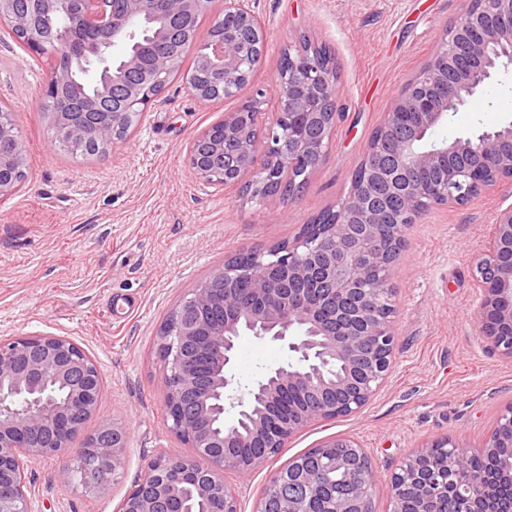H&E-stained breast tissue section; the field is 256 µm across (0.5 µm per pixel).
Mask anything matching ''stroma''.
<instances>
[{"label":"stroma","mask_w":512,"mask_h":512,"mask_svg":"<svg viewBox=\"0 0 512 512\" xmlns=\"http://www.w3.org/2000/svg\"><path fill=\"white\" fill-rule=\"evenodd\" d=\"M266 52L231 99L201 104L173 81L126 142L76 159L50 142L43 112L47 63L0 33V101L10 104L31 161L23 186L0 200V337L72 338L98 363L104 386L83 432L116 420L129 431L121 478L105 490L63 488L59 459L27 471L34 512H116L148 459L190 447L168 431L164 365L156 336L168 312L226 256L293 240L300 225L344 199L371 136L404 85L433 55L463 0H251ZM326 46L340 70L342 116L326 154L297 196L259 205L239 190H215L185 164L190 139L271 89L287 51ZM512 120V72L484 88L477 106L449 113L438 144ZM502 191L467 207L431 208L408 232L393 273L395 368L358 413L292 435L263 467L228 475L240 512H256L270 476L335 435L354 437L378 475L373 512H388L387 479L417 447L445 436L478 444L512 406V362L477 340L472 260ZM280 341L242 336L232 367L241 384L293 361Z\"/></svg>","instance_id":"stroma-1"}]
</instances>
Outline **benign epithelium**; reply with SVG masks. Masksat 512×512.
Returning a JSON list of instances; mask_svg holds the SVG:
<instances>
[{
	"label": "benign epithelium",
	"mask_w": 512,
	"mask_h": 512,
	"mask_svg": "<svg viewBox=\"0 0 512 512\" xmlns=\"http://www.w3.org/2000/svg\"><path fill=\"white\" fill-rule=\"evenodd\" d=\"M211 0H0V32L50 61L45 96L51 142L65 150L88 140L108 151L126 139L147 108L160 102L163 77L178 68L197 40V20ZM65 17L66 27L51 23ZM145 19L167 52L143 65L131 20ZM126 47L114 58L111 48ZM265 48L262 21L249 0H224L207 39L197 49L196 72L184 75L201 104L219 92L236 94ZM112 75L103 98L83 95L76 66ZM512 66V0H464L437 50L394 99L376 127L348 196L323 218L318 232L304 224L291 243L249 251L201 281L160 325L157 354L169 430L193 448L150 459L142 478L117 512H240L228 473L248 474L266 464L296 432L326 419L360 412L390 378L399 309L391 271L407 245L418 214L432 207H463L495 187L512 194V120L450 143L424 147L448 113L463 107L502 68ZM335 68L308 51L288 55V71L274 88L258 90L224 113L221 135L207 127L187 146L186 165L200 180L245 187L265 203L288 177V192L319 164L341 117ZM272 94L275 111L263 109ZM0 113V200L15 194L16 177L29 156L18 124ZM428 172L425 183L417 173ZM393 225L386 244L379 229ZM472 280L477 331L485 349L512 360V204L498 210L491 236L474 258ZM287 344L295 361L267 370L246 389L232 370L239 335ZM341 362L343 373L325 375ZM67 391L66 403L54 391ZM103 388L97 362L66 336L0 338V512H33L26 474L35 462L61 457L62 487L98 491L123 473L128 433L107 422L84 443H74L96 410ZM322 448H342L331 466L354 474L336 489L311 468L290 466L269 479L259 512H372L377 476L366 450L353 438L335 436ZM453 438L411 452L388 479L392 512L408 490L445 483ZM478 453L509 460L512 481V408L499 415ZM295 485L302 492L281 502L274 492ZM493 487L482 477L449 491L453 499L488 504Z\"/></svg>",
	"instance_id": "obj_1"
}]
</instances>
